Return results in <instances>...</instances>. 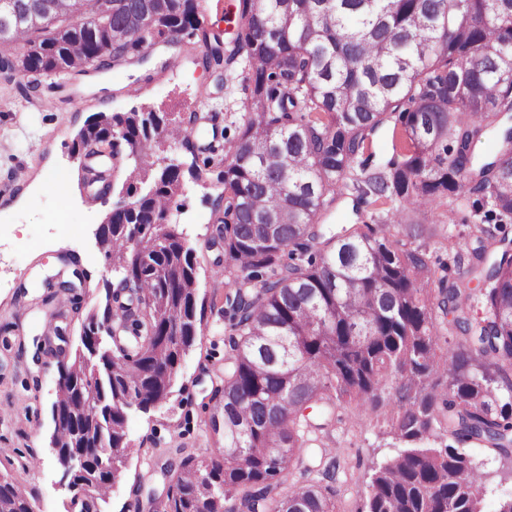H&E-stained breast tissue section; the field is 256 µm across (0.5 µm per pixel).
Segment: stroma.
I'll return each mask as SVG.
<instances>
[{
	"label": "stroma",
	"mask_w": 512,
	"mask_h": 512,
	"mask_svg": "<svg viewBox=\"0 0 512 512\" xmlns=\"http://www.w3.org/2000/svg\"><path fill=\"white\" fill-rule=\"evenodd\" d=\"M197 41L145 49L143 62L120 69H89L83 75L29 78L0 74V473L24 489L38 512H80L64 469L51 452V408L63 352L79 343L80 313L103 306L107 283L117 275L97 246L96 232L121 199L126 158L97 157L101 180H93L85 151L74 143L98 113L126 112L144 105L184 118L196 113L201 145L223 149L242 124L248 68L238 64L232 87L221 71L206 67ZM408 149L402 125L378 131L357 164L386 169ZM42 190L30 194L28 183ZM185 191L171 204L174 222L196 260L199 297L204 301L192 347L182 358L172 392L161 405L131 408L126 477L92 512H160L170 484L164 468L190 457L219 455L220 435L211 428L215 388L228 364L224 324V242L218 232L223 187L211 175L185 176ZM389 205L356 201L344 189L327 223L380 224ZM436 213L446 222L457 250L475 245L481 217L475 198L463 192ZM355 405L336 404L329 434L308 448L302 464L284 475L285 487L327 481L337 512H357L374 463L394 451L379 414L354 417ZM335 458L331 479L316 470L322 454ZM473 459L486 479L488 512L512 495V462L478 447Z\"/></svg>",
	"instance_id": "obj_1"
}]
</instances>
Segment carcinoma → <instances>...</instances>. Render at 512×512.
<instances>
[{
    "label": "carcinoma",
    "mask_w": 512,
    "mask_h": 512,
    "mask_svg": "<svg viewBox=\"0 0 512 512\" xmlns=\"http://www.w3.org/2000/svg\"><path fill=\"white\" fill-rule=\"evenodd\" d=\"M238 13L223 43L200 27L196 0H0V46H30L0 55L1 73L80 74L78 62L93 55L141 62L142 47L186 37L215 40L205 65L227 78L240 58L249 65L244 122L224 156L203 160L224 186L232 366L217 389L223 427L211 418L224 453L205 466H170L163 512H336L328 487L281 489L310 435L325 429L307 410L347 397L367 414L391 377L400 384L387 424L401 447L373 465L357 512H486L465 445L512 458V251L488 248L512 219V71L501 68L512 59V0H238ZM39 14L51 24L36 25ZM102 39L112 42L104 53ZM393 118L413 151L353 182L360 199L399 203L390 223L323 231L339 183ZM111 125L137 147L126 177L135 208L102 227L104 255L149 304L134 319L107 288L103 313L85 314L66 360L65 407L89 412H76L81 433L62 446L108 436L122 444L112 454L91 449L102 498L130 455L126 409L167 399L198 322L193 249L175 224L155 234L184 182L181 165L156 164L154 128L185 130L178 144L193 153L194 124L172 126L153 110L100 114L76 145L103 142ZM491 132L497 149L479 159L473 145ZM462 189L491 206L466 254L445 225L426 223ZM137 233L149 247L136 249ZM426 237L440 238L463 267L435 290ZM107 322L138 332L137 348L107 346ZM29 506L0 476V512Z\"/></svg>",
    "instance_id": "obj_1"
}]
</instances>
